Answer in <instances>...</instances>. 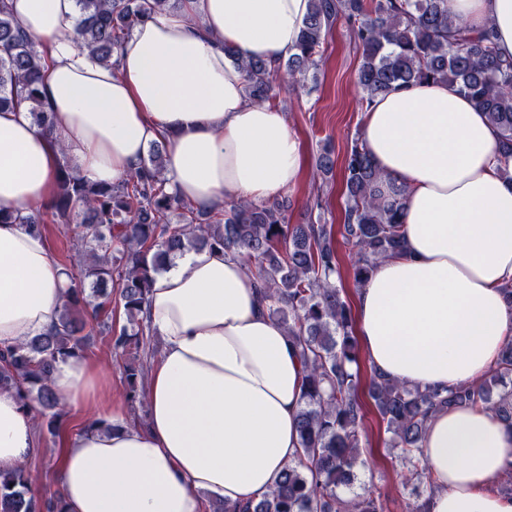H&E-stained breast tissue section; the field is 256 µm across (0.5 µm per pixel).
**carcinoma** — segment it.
I'll use <instances>...</instances> for the list:
<instances>
[{"mask_svg":"<svg viewBox=\"0 0 512 512\" xmlns=\"http://www.w3.org/2000/svg\"><path fill=\"white\" fill-rule=\"evenodd\" d=\"M180 0H77L75 35L100 60L116 68L120 46L132 27ZM295 52L270 69L262 60L242 61L232 48L225 53L247 74L249 101L273 100V76L286 71L287 83L304 82L319 69L327 36L340 19L362 50L356 82L360 109L394 88L427 80H446L471 98L497 130V171L512 184V58H503L491 30L472 33L452 18L448 0H312ZM41 56L36 38L26 34L0 0V109L26 101L34 122L52 131V121L39 100ZM165 145H153L147 158L115 183L85 180L67 161L58 168L51 204L26 214L2 213L0 222L44 233L49 212L65 226L77 246V274L62 307L60 325L46 336L0 349V390L16 393L23 408L43 419L55 435L54 412L59 398L50 384L60 359L86 356L95 335L107 336L115 353L138 354L148 326L141 316L157 274L189 249L205 247L237 254L247 273L258 279L270 316L300 349L306 374L298 418L302 456L281 472L273 489L254 502L209 504L208 512H387L381 497L365 488L346 498L339 488L353 484L360 455L364 411L359 389L367 394L389 434L385 447L396 452L404 487L416 500L407 512H422L423 492L434 480L423 464L425 426L440 408L471 406L495 411L512 426V340L489 372L490 383L473 382L448 390L409 388L373 370L361 372L355 317L342 297L336 237L348 249L356 286L376 263L403 249L401 216L406 189L381 190L382 173L360 139L343 161L344 222L291 224L287 195L252 201L232 200L223 217L198 220L194 207L171 190L164 174ZM335 159L328 150L318 156L323 180L333 175ZM179 212L184 224L169 215ZM118 284L128 325L115 329L112 314L93 300L106 298ZM146 364L126 365L128 401L144 404L139 389ZM35 479L26 465L0 471V512H66L59 497L42 500L33 491Z\"/></svg>","mask_w":512,"mask_h":512,"instance_id":"1","label":"carcinoma"}]
</instances>
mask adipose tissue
Wrapping results in <instances>:
<instances>
[{"mask_svg": "<svg viewBox=\"0 0 512 512\" xmlns=\"http://www.w3.org/2000/svg\"><path fill=\"white\" fill-rule=\"evenodd\" d=\"M42 51L45 132L28 105L0 111V210L50 201L61 162L93 182L134 169L165 141L172 190L200 211L273 197L298 182L301 145L284 112L248 102L246 74L225 55L293 53L311 0H184L136 24L119 69L74 39L77 0H10ZM463 24L490 28L512 57V0H450ZM362 139L407 189L405 250L380 261L354 299L369 367L410 387L443 389L487 373L512 334V187L496 170V131L444 81L375 98ZM71 286L44 238L0 223V347L58 326ZM162 342L148 383V422L127 424L112 379L92 360L58 361L51 385L100 425L65 441L67 512H206L270 491L297 461L304 364L273 321L240 257L186 252L156 276L145 303ZM36 421L0 391V469L36 447ZM437 488L423 512H512L491 482L512 463V427L489 409L444 408L427 422Z\"/></svg>", "mask_w": 512, "mask_h": 512, "instance_id": "obj_1", "label": "adipose tissue"}]
</instances>
